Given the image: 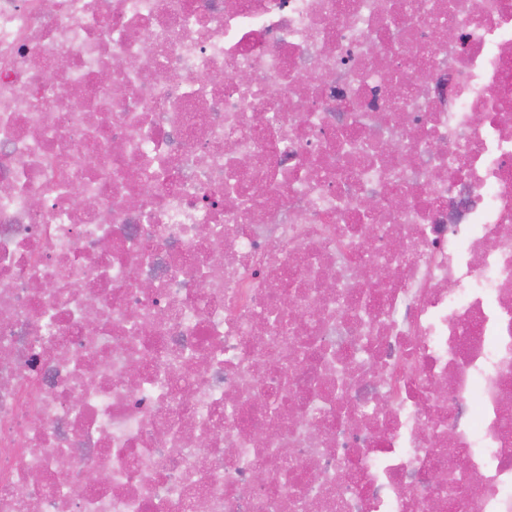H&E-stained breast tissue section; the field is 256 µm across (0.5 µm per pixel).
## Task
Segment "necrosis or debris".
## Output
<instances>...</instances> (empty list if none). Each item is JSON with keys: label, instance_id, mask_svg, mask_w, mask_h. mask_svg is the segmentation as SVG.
<instances>
[{"label": "necrosis or debris", "instance_id": "4bbe7bcc", "mask_svg": "<svg viewBox=\"0 0 512 512\" xmlns=\"http://www.w3.org/2000/svg\"><path fill=\"white\" fill-rule=\"evenodd\" d=\"M0 512H512V0H0Z\"/></svg>", "mask_w": 512, "mask_h": 512}]
</instances>
